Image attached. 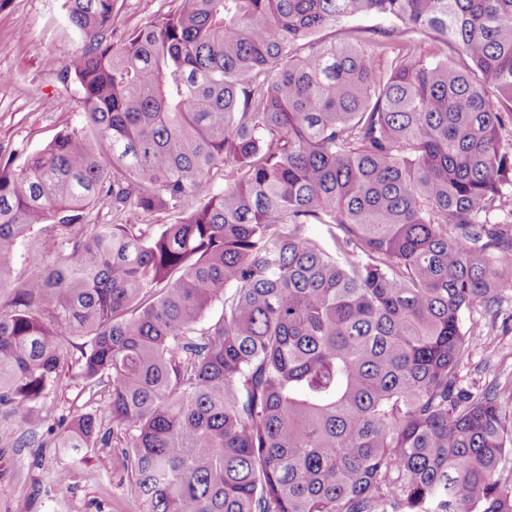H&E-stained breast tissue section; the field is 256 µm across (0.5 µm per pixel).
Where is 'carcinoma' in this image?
I'll return each mask as SVG.
<instances>
[{
  "label": "carcinoma",
  "instance_id": "carcinoma-1",
  "mask_svg": "<svg viewBox=\"0 0 512 512\" xmlns=\"http://www.w3.org/2000/svg\"><path fill=\"white\" fill-rule=\"evenodd\" d=\"M66 4L84 125L0 165V407L31 425L82 337L108 404L56 447L121 449L142 512H512V419L458 373L512 279V0H179L120 42ZM389 21L386 18L380 16H361L350 18L342 23L336 25V27L327 28L321 32V36L327 37L328 39H336L339 41L347 35V32L351 28L356 27H369V26H388ZM47 224L35 225L25 236L14 258L11 279L21 281L52 264L57 258V243L46 230Z\"/></svg>",
  "mask_w": 512,
  "mask_h": 512
}]
</instances>
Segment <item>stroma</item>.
I'll return each instance as SVG.
<instances>
[{
	"instance_id": "stroma-1",
	"label": "stroma",
	"mask_w": 512,
	"mask_h": 512,
	"mask_svg": "<svg viewBox=\"0 0 512 512\" xmlns=\"http://www.w3.org/2000/svg\"><path fill=\"white\" fill-rule=\"evenodd\" d=\"M178 0H115L112 38L122 40ZM65 0H0V164L20 170L28 157L60 132L79 127L85 104L79 84L60 71L81 40L65 20ZM44 225L25 236L11 278L26 279L57 257ZM465 324L493 323L471 337L459 365L463 384L498 387L512 416V288L494 308L465 313ZM82 380L63 372L57 388L32 404V424L14 433L15 415L0 410V512H140V502L118 461L119 451L99 446L73 457L54 447L59 418L104 409Z\"/></svg>"
}]
</instances>
